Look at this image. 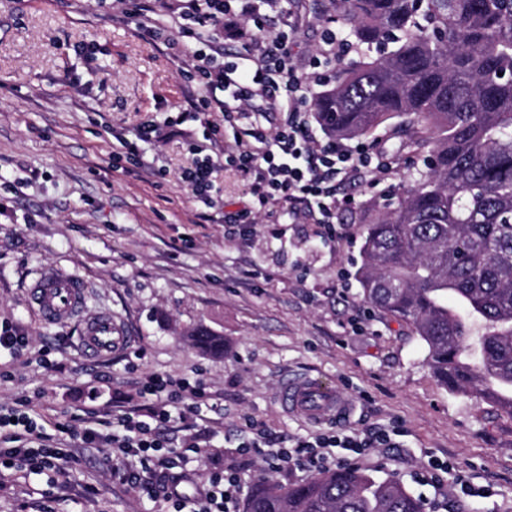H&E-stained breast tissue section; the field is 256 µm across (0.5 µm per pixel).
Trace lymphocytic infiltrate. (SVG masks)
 Here are the masks:
<instances>
[{
	"label": "lymphocytic infiltrate",
	"mask_w": 512,
	"mask_h": 512,
	"mask_svg": "<svg viewBox=\"0 0 512 512\" xmlns=\"http://www.w3.org/2000/svg\"><path fill=\"white\" fill-rule=\"evenodd\" d=\"M286 0H185L172 19L180 36L191 38V95L195 111L221 114L222 124L237 128L230 153H211L183 173L192 194L211 203L215 175L232 160L243 181L247 206L234 216V223L250 219L261 210L281 208L285 214L313 219L335 235L345 202L336 195L337 183L366 174H387L392 167L383 156L371 154L364 145L352 146L335 136L316 135L306 110L320 84L318 68L347 52L342 37L323 26L320 42L308 63H300L294 51L296 27ZM252 19L255 34L239 27ZM234 52H227V42ZM172 120L148 121L131 133H116L120 145L113 162L124 161L137 169L153 171L141 150L144 143L164 141ZM153 402L146 412H126L115 421L82 418L79 426H60L58 435L39 426L25 403L0 406V481L6 474L62 473L77 450L104 448L121 456L125 466H111L114 480L137 489L152 502L166 504L172 512H184L187 497L179 491L178 472L188 454L202 456L203 448L187 443L175 446L164 432L178 424L173 404L187 402L195 418H202L208 401L204 388L185 379L150 377L144 385ZM67 435L69 446L59 437ZM379 433L339 438L320 434L277 446L264 431H256L249 447L262 451L273 468L283 466L312 471L325 468L334 448L353 454L383 444ZM240 478L220 470L211 471L207 488L195 502L197 512H237Z\"/></svg>",
	"instance_id": "1"
}]
</instances>
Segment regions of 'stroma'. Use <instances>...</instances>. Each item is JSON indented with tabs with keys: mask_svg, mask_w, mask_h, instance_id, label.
<instances>
[{
	"mask_svg": "<svg viewBox=\"0 0 512 512\" xmlns=\"http://www.w3.org/2000/svg\"><path fill=\"white\" fill-rule=\"evenodd\" d=\"M326 0H292L296 52L319 41ZM120 0H0V322L24 330L29 347L0 356V403L25 398L39 414L70 423L81 410L109 413L144 403L148 376L201 381L219 410L210 437L174 430L176 443L205 444L184 468L206 480L213 467L250 490L265 460L239 446L256 424L273 440L308 438L321 426L291 414L279 385L295 373L323 377L357 406L337 434L381 431L384 445L355 459L398 478L425 512H512V417L443 387L424 362L411 325L363 303L355 277L379 203L413 185L422 158L405 149L406 118L391 119L367 144L395 164L390 179L343 182L355 198L338 235L305 217L259 214L250 224L221 217L242 209L234 169L216 181L207 209L180 180L190 139L209 129L190 102L188 58L135 36L114 17ZM178 119L182 132L144 145L156 173L112 165V129ZM211 211L214 220L198 221ZM52 262L87 283V306L122 316L136 338L108 359L86 356L73 325H48L27 303L40 266ZM224 338V355L203 354L188 329ZM493 485L488 499L462 498L457 476ZM57 512H155L150 500L113 483L102 454H82L60 477ZM97 483L101 497L83 496Z\"/></svg>",
	"mask_w": 512,
	"mask_h": 512,
	"instance_id": "stroma-1",
	"label": "stroma"
}]
</instances>
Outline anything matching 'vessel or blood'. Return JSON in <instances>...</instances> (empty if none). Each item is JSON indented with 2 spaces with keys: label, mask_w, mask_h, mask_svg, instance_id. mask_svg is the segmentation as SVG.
<instances>
[{
  "label": "vessel or blood",
  "mask_w": 512,
  "mask_h": 512,
  "mask_svg": "<svg viewBox=\"0 0 512 512\" xmlns=\"http://www.w3.org/2000/svg\"><path fill=\"white\" fill-rule=\"evenodd\" d=\"M87 286L75 274L45 264L28 290V302L43 322L50 325L77 323L83 352L107 358L129 350L134 342L121 317L87 307ZM286 409L314 424L347 423L355 408L354 398L341 395L319 377L294 375L281 387Z\"/></svg>",
  "instance_id": "obj_1"
}]
</instances>
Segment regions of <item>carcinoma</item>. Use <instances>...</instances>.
I'll use <instances>...</instances> for the list:
<instances>
[{"label":"carcinoma","mask_w":512,"mask_h":512,"mask_svg":"<svg viewBox=\"0 0 512 512\" xmlns=\"http://www.w3.org/2000/svg\"><path fill=\"white\" fill-rule=\"evenodd\" d=\"M366 49L315 99L325 130L365 137L411 118L414 187L368 222L363 300L413 326L441 385L512 416V0H335ZM213 356L224 337L187 332ZM244 512H423L354 467L282 485L259 473Z\"/></svg>","instance_id":"1"}]
</instances>
